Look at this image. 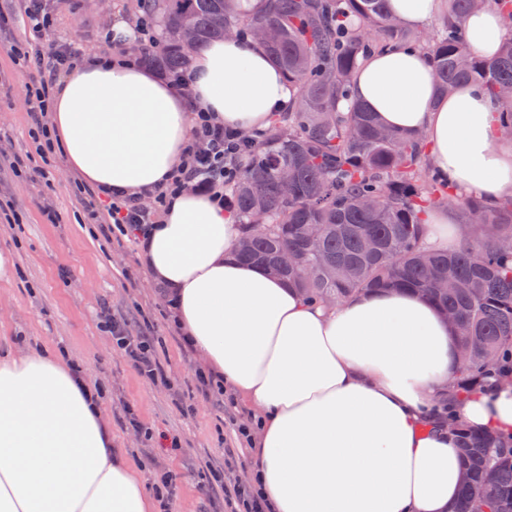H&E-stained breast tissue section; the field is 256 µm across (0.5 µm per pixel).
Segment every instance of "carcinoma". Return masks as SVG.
Returning <instances> with one entry per match:
<instances>
[{
	"label": "carcinoma",
	"mask_w": 512,
	"mask_h": 512,
	"mask_svg": "<svg viewBox=\"0 0 512 512\" xmlns=\"http://www.w3.org/2000/svg\"><path fill=\"white\" fill-rule=\"evenodd\" d=\"M238 0H154L163 31L146 64L185 70L193 49L227 33L260 27L278 31L265 42L298 104L275 119L255 143L229 194L250 247L237 259L257 265L326 302L358 293L409 290L434 302L457 330L461 366L441 408L454 426L453 403L473 390L512 377V201L490 204L457 195L425 159L417 135L387 130L361 105L337 107L353 75L371 53L390 46L419 48L439 95L470 83L500 103L499 128L512 126V35L486 60L463 36L472 0H448L446 21L422 40L393 18L388 0H265L243 15ZM288 169L283 193L280 171ZM455 206L472 239L455 251L423 243L428 216L441 203ZM263 214L272 231L251 235ZM298 264L278 270L281 251ZM467 478L459 512H512V439L459 429Z\"/></svg>",
	"instance_id": "cac0c4a2"
}]
</instances>
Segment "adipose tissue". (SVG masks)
I'll use <instances>...</instances> for the list:
<instances>
[{
	"mask_svg": "<svg viewBox=\"0 0 512 512\" xmlns=\"http://www.w3.org/2000/svg\"><path fill=\"white\" fill-rule=\"evenodd\" d=\"M511 25L491 4L463 30L490 59ZM189 78L183 95L133 62L101 56L75 68L52 109L68 165L96 188L151 189L181 162L192 113L244 132L296 102L252 39L207 44ZM348 96L393 131L424 133L430 163L458 192L512 198V140L477 86L437 97L425 56L391 48L364 61ZM240 238L232 215L188 191L154 225L142 264L168 288L202 368L252 404L249 475L271 512H455L460 448L430 415L459 368L454 326L409 292L307 301L239 262ZM101 401L79 367L53 354L0 357V512H155L140 472L112 449ZM457 414L480 431L512 432V383L468 395Z\"/></svg>",
	"mask_w": 512,
	"mask_h": 512,
	"instance_id": "adipose-tissue-1",
	"label": "adipose tissue"
}]
</instances>
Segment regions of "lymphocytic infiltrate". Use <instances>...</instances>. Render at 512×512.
Listing matches in <instances>:
<instances>
[{"mask_svg": "<svg viewBox=\"0 0 512 512\" xmlns=\"http://www.w3.org/2000/svg\"><path fill=\"white\" fill-rule=\"evenodd\" d=\"M24 60L31 80L29 98L34 135L39 139L36 153L45 161L54 151L46 120L48 102L64 77L82 63V52L67 43L49 42L25 54ZM251 151V142L242 140L239 131L224 126L209 113L196 112L192 115L191 139L184 159L167 183L144 193L111 194L91 188L87 191L89 204L102 206L104 223L109 229L133 235L140 243L153 225L162 223L170 198L178 193L192 189L223 200L236 184ZM104 328L142 377L156 384H167L168 378L148 337L129 335L123 324L109 316L104 319Z\"/></svg>", "mask_w": 512, "mask_h": 512, "instance_id": "1", "label": "lymphocytic infiltrate"}]
</instances>
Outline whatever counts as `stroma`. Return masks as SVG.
<instances>
[{
    "instance_id": "obj_1",
    "label": "stroma",
    "mask_w": 512,
    "mask_h": 512,
    "mask_svg": "<svg viewBox=\"0 0 512 512\" xmlns=\"http://www.w3.org/2000/svg\"><path fill=\"white\" fill-rule=\"evenodd\" d=\"M49 34L89 55L107 52L116 19L134 22L136 0H53ZM25 0H0V154L33 148L29 77L15 51L35 43L24 20ZM75 172L56 155L46 177L28 178L0 163V251H11L16 274L0 280V354L44 346L80 367L104 393L113 447L140 466L145 483L172 470L169 512H225L215 476L242 479L253 451L224 420V406L203 397L194 351L173 324L166 295L149 283L130 237L102 233L99 218L76 194ZM124 318L132 334L148 332L170 380L142 377L102 327L105 314ZM134 414L140 429L125 423Z\"/></svg>"
}]
</instances>
